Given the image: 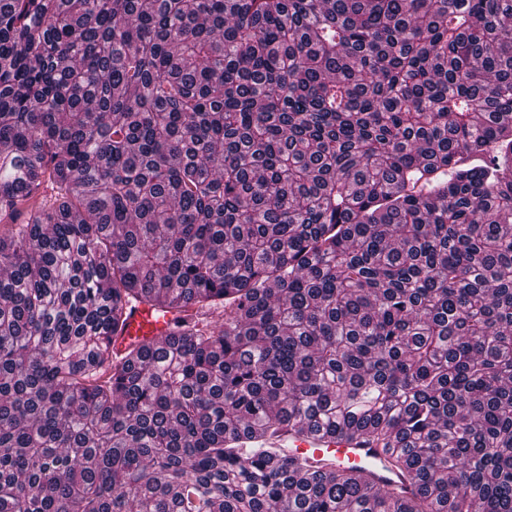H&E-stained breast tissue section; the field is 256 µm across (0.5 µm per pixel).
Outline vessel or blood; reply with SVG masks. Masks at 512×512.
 Wrapping results in <instances>:
<instances>
[{
	"mask_svg": "<svg viewBox=\"0 0 512 512\" xmlns=\"http://www.w3.org/2000/svg\"><path fill=\"white\" fill-rule=\"evenodd\" d=\"M175 325L172 313L162 306L139 305L128 312L124 331L118 332L112 347L114 351L124 350L135 341H155L169 336ZM284 451L291 456L305 457L310 465L328 468L336 465L353 464L366 469L384 488L402 485L405 477L389 464L384 449L366 443H356L337 435L322 434L316 437L289 436Z\"/></svg>",
	"mask_w": 512,
	"mask_h": 512,
	"instance_id": "obj_1",
	"label": "vessel or blood"
}]
</instances>
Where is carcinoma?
Returning a JSON list of instances; mask_svg holds the SVG:
<instances>
[{
  "label": "carcinoma",
  "mask_w": 512,
  "mask_h": 512,
  "mask_svg": "<svg viewBox=\"0 0 512 512\" xmlns=\"http://www.w3.org/2000/svg\"><path fill=\"white\" fill-rule=\"evenodd\" d=\"M40 194L0 512H512V0H0V213ZM131 301L181 337L113 354ZM280 448H284L288 456H304L313 467L358 465L366 469L380 487L406 486L403 482L407 478L390 466L389 456L383 448L349 441L337 434H319V437L288 435V443Z\"/></svg>",
  "instance_id": "1"
}]
</instances>
